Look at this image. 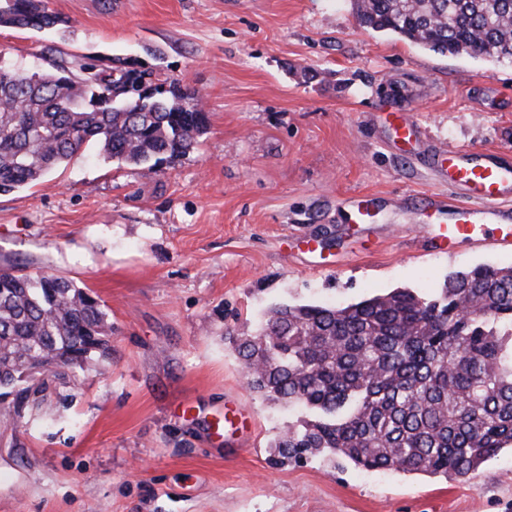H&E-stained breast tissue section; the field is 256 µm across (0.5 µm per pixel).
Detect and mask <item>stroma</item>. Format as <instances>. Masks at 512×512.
Here are the masks:
<instances>
[{"label":"stroma","mask_w":512,"mask_h":512,"mask_svg":"<svg viewBox=\"0 0 512 512\" xmlns=\"http://www.w3.org/2000/svg\"><path fill=\"white\" fill-rule=\"evenodd\" d=\"M69 34L0 26L20 71L67 53L141 64L208 115L176 162L96 147L0 194V269L65 277L108 308L112 357L42 406L0 415V512H512V452L467 479L378 474L273 441L304 418L247 385L226 331L281 303L427 292L512 248L410 246L411 198L448 191L439 149L512 155V66L440 55L359 26L351 0H46ZM416 126L411 141L401 125ZM372 217L350 220L352 198ZM336 240L307 253L298 235ZM240 410L251 447L213 424Z\"/></svg>","instance_id":"obj_1"}]
</instances>
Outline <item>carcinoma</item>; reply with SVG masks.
<instances>
[{
  "label": "carcinoma",
  "mask_w": 512,
  "mask_h": 512,
  "mask_svg": "<svg viewBox=\"0 0 512 512\" xmlns=\"http://www.w3.org/2000/svg\"><path fill=\"white\" fill-rule=\"evenodd\" d=\"M359 25L448 55L512 63V0H352ZM17 28L66 21L44 0H0ZM208 124L197 94L110 57L22 73L0 58V193L31 186L92 144L126 165L173 161ZM112 322L85 289L0 270V411L39 409L45 367L72 384L112 356ZM253 391L307 410L277 448L371 471L466 476L512 449V267L479 265L428 293L343 307L279 304L236 339Z\"/></svg>",
  "instance_id": "carcinoma-1"
}]
</instances>
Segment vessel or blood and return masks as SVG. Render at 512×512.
<instances>
[{"instance_id":"vessel-or-blood-1","label":"vessel or blood","mask_w":512,"mask_h":512,"mask_svg":"<svg viewBox=\"0 0 512 512\" xmlns=\"http://www.w3.org/2000/svg\"><path fill=\"white\" fill-rule=\"evenodd\" d=\"M449 188L463 189L467 203L443 205L437 194L421 198L419 209L429 216L415 225L418 236L439 253H453L459 244L512 245V160L499 152L468 153L448 148L443 154Z\"/></svg>"}]
</instances>
